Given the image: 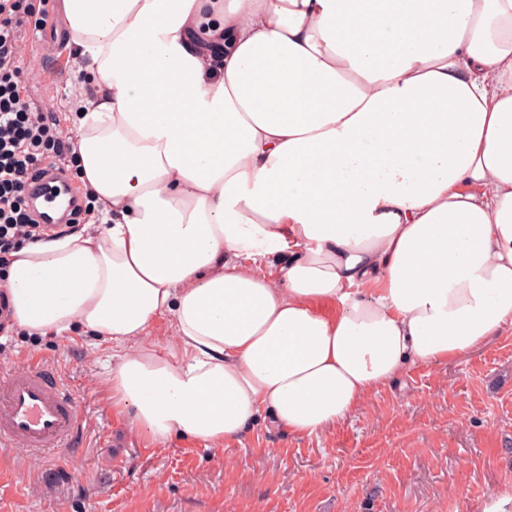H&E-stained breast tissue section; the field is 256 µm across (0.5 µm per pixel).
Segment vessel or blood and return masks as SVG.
<instances>
[{"instance_id": "vessel-or-blood-1", "label": "vessel or blood", "mask_w": 512, "mask_h": 512, "mask_svg": "<svg viewBox=\"0 0 512 512\" xmlns=\"http://www.w3.org/2000/svg\"><path fill=\"white\" fill-rule=\"evenodd\" d=\"M77 192L63 164L46 166L27 191V203L42 224L68 221ZM85 415L73 391L43 360L27 357L0 367V447L28 457L77 445Z\"/></svg>"}]
</instances>
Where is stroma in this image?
Masks as SVG:
<instances>
[{"label":"stroma","instance_id":"obj_1","mask_svg":"<svg viewBox=\"0 0 512 512\" xmlns=\"http://www.w3.org/2000/svg\"><path fill=\"white\" fill-rule=\"evenodd\" d=\"M23 36L25 57L42 67L29 101L76 141L73 104L90 85L73 55L45 50L66 42L63 17ZM108 353L83 330L0 332V363L41 358L86 415L78 448L40 460L0 449V512H483L491 495L512 490L511 330L460 358L411 366L321 435L294 436L267 419L217 448L135 431L112 407Z\"/></svg>","mask_w":512,"mask_h":512}]
</instances>
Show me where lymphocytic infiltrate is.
Returning <instances> with one entry per match:
<instances>
[{
  "label": "lymphocytic infiltrate",
  "mask_w": 512,
  "mask_h": 512,
  "mask_svg": "<svg viewBox=\"0 0 512 512\" xmlns=\"http://www.w3.org/2000/svg\"><path fill=\"white\" fill-rule=\"evenodd\" d=\"M53 9L54 0H0V272L13 252L49 236L27 206L30 176L74 151L51 114L28 101L26 83L36 72L21 66L23 25L41 31Z\"/></svg>",
  "instance_id": "1"
}]
</instances>
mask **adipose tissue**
Segmentation results:
<instances>
[{
	"label": "adipose tissue",
	"mask_w": 512,
	"mask_h": 512,
	"mask_svg": "<svg viewBox=\"0 0 512 512\" xmlns=\"http://www.w3.org/2000/svg\"><path fill=\"white\" fill-rule=\"evenodd\" d=\"M60 7L100 221L7 289L28 333L111 342L142 435L318 436L512 328V0Z\"/></svg>",
	"instance_id": "1"
}]
</instances>
